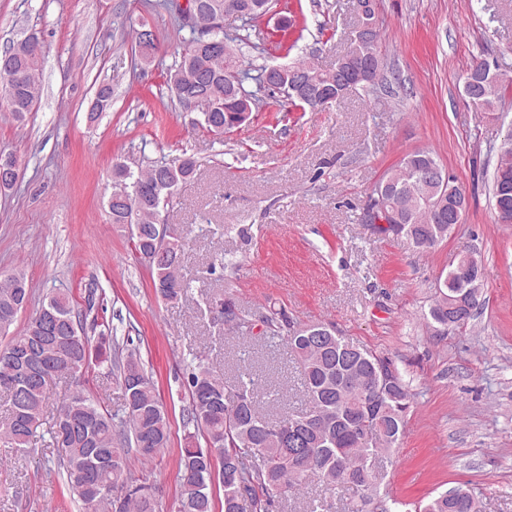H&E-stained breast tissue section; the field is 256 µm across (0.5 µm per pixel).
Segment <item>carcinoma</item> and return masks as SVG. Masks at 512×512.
Listing matches in <instances>:
<instances>
[{"instance_id":"1","label":"carcinoma","mask_w":512,"mask_h":512,"mask_svg":"<svg viewBox=\"0 0 512 512\" xmlns=\"http://www.w3.org/2000/svg\"><path fill=\"white\" fill-rule=\"evenodd\" d=\"M237 20L249 25L261 20L272 8V0H236ZM42 59L36 55L0 54V108L22 121L34 111L40 96L38 74ZM495 64L497 78L489 79L469 70L461 75L468 82L467 102L479 112H493L507 85L508 69ZM263 67L253 75L232 64L230 54L213 53L192 38L182 48L180 61L169 74L170 87L178 102L197 98L210 107L208 119L200 126L212 132L236 128L231 113L239 108V94L252 102L267 90ZM288 75L325 74L312 62L287 66ZM251 80L256 89L248 90ZM512 146V126L492 147L497 157L492 175V200L497 223L507 224L501 208L512 206V166L501 156L504 146ZM441 160L432 150H417L389 168L380 183L392 189L407 212L400 224L387 232L406 240L415 248H431L448 238V227L438 234L428 223V204L436 198L443 203L466 201L456 182L432 194L421 181L422 171ZM196 175V163L186 157L177 165L160 163L134 172L114 164V184L125 185L128 201L107 199V213L113 224H130L139 229L131 234L139 253H151L157 224L154 211L166 207L179 185ZM170 251L152 259L156 293L166 301L187 296L190 282L182 270L185 263L183 230L166 225ZM469 267L481 271L474 292L482 294L488 278L482 260L467 251ZM447 289L435 293L424 316L434 331L448 330L446 293L461 288L458 276L445 277ZM30 289L22 270L0 273V319L29 299ZM95 306L87 298L86 312L75 310L68 294L56 292L18 334L10 337L0 354V391L7 396V417L0 421V444L25 452L36 438V430L49 404V385L39 368L66 370L78 364L87 370L91 361L110 365L120 386L124 405L117 416L96 404L82 390L73 392L53 414L48 430L50 443L58 450V469L68 487L77 495L81 512H159L158 502L148 488L137 485L127 468V456L151 460L167 446L169 421L155 385L134 350L120 345L114 336L100 334L96 344L86 335L84 320ZM228 330L250 335V320L230 302H224ZM288 347L299 364L305 408L277 417L260 409L257 383L250 369L238 372L228 386L216 371L199 364L189 370V420L205 445L189 436L181 449V480L189 479L192 489H181L178 512H215L214 481L224 491L223 512H268L271 494L281 489L297 490L308 475H315L328 489L338 486L363 487L375 493L372 512H396V502L377 494L380 473L376 462L390 454L404 433L413 394L392 360L350 342L332 325L314 322L288 334ZM302 427L292 440L268 433L288 424ZM416 512H480V501L461 486L446 491Z\"/></svg>"}]
</instances>
